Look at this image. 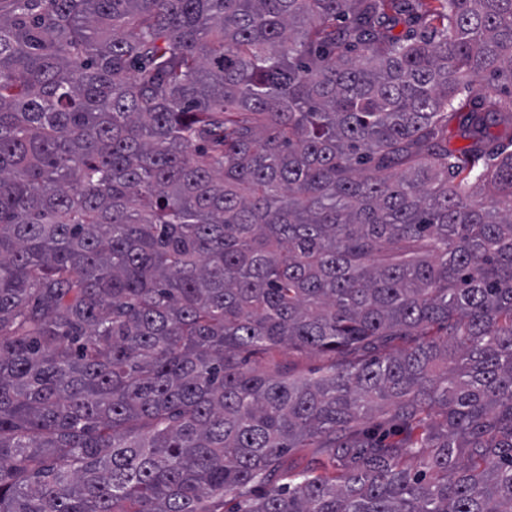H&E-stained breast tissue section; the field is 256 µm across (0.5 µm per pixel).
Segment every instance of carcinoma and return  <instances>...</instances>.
Returning <instances> with one entry per match:
<instances>
[{"mask_svg": "<svg viewBox=\"0 0 512 512\" xmlns=\"http://www.w3.org/2000/svg\"><path fill=\"white\" fill-rule=\"evenodd\" d=\"M501 78L512 0H0V512H512ZM285 365L293 373L310 375L320 371L330 363V359L318 352H292L283 347H276L267 354L257 358H251L250 366L259 369H267L272 364Z\"/></svg>", "mask_w": 512, "mask_h": 512, "instance_id": "cac0c4a2", "label": "carcinoma"}]
</instances>
